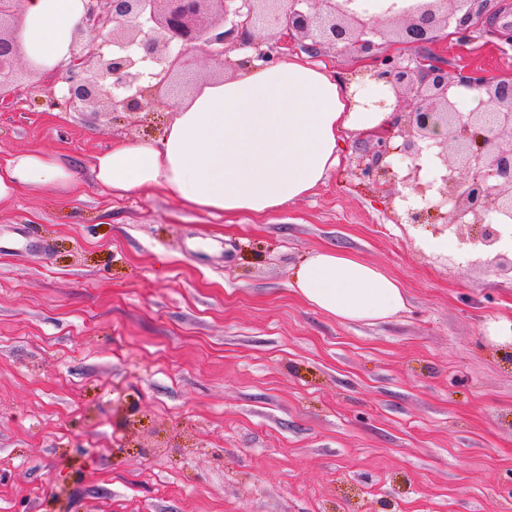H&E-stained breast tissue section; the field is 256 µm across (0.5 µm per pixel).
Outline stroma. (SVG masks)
<instances>
[{"label": "stroma", "mask_w": 512, "mask_h": 512, "mask_svg": "<svg viewBox=\"0 0 512 512\" xmlns=\"http://www.w3.org/2000/svg\"><path fill=\"white\" fill-rule=\"evenodd\" d=\"M449 74L512 75V44L441 40ZM0 98V162L56 154L77 189L0 204V512H512V273L353 176L356 131L306 196L262 216L97 185L95 155L171 112ZM398 279L407 308L339 321L294 290L317 248Z\"/></svg>", "instance_id": "1"}]
</instances>
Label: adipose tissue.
I'll return each instance as SVG.
<instances>
[{
    "label": "adipose tissue",
    "instance_id": "1",
    "mask_svg": "<svg viewBox=\"0 0 512 512\" xmlns=\"http://www.w3.org/2000/svg\"><path fill=\"white\" fill-rule=\"evenodd\" d=\"M84 0H25L17 37L25 58L50 74L70 58ZM232 77L203 85L161 142H123L96 155L97 182L117 194L145 188L213 213L263 215L315 188L338 162L341 134L382 123L392 100L384 83L342 81L325 65L293 56L264 66L234 63ZM70 167L46 152H25L0 164V202L22 188L68 189ZM298 295L340 321L372 324L406 307L399 282L357 256L313 251L296 271Z\"/></svg>",
    "mask_w": 512,
    "mask_h": 512
}]
</instances>
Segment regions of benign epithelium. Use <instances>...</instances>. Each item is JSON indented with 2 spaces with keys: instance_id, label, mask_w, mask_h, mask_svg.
<instances>
[{
  "instance_id": "obj_1",
  "label": "benign epithelium",
  "mask_w": 512,
  "mask_h": 512,
  "mask_svg": "<svg viewBox=\"0 0 512 512\" xmlns=\"http://www.w3.org/2000/svg\"><path fill=\"white\" fill-rule=\"evenodd\" d=\"M355 0H85L68 61L58 66L66 92L49 91L62 110L104 103L109 112L169 110L173 99L157 91L178 84L186 64L185 48L202 43L211 58L250 45L255 59L275 62L300 46L354 49L365 65L360 78L389 86L396 100L416 101L411 112L360 132L355 175L380 189H410L395 196L406 203V222L431 217L443 228L467 230L468 240L494 246L502 228L512 224V77L481 70L456 77L425 55L411 60L395 46H422L454 29L461 42L471 39L479 0H409L387 11L389 30L351 8ZM21 0H0V94L17 95L32 71L19 67L23 57L16 32ZM479 88L487 99L461 105L456 88ZM402 141H396V138ZM431 154L441 162L434 181L414 164L400 170L391 158L412 160Z\"/></svg>"
}]
</instances>
